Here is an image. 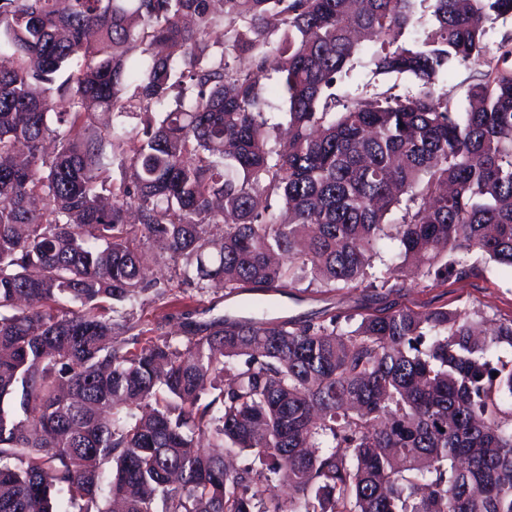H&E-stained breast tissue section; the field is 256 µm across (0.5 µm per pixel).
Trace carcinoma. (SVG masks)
Here are the masks:
<instances>
[{
    "label": "carcinoma",
    "instance_id": "obj_1",
    "mask_svg": "<svg viewBox=\"0 0 512 512\" xmlns=\"http://www.w3.org/2000/svg\"><path fill=\"white\" fill-rule=\"evenodd\" d=\"M54 2L0 0V512H512V361L485 358L512 346V319L479 337L443 307L168 313L179 336L135 353L117 310L151 289L143 238L228 296L389 295L412 265L469 279L473 251L512 267V37L487 40L512 0H431L412 44L416 0ZM358 33L379 43L377 73L419 90L337 95ZM271 52L288 119L270 142ZM474 57L487 70L455 112L436 82ZM154 107L141 133L119 121ZM224 447L264 468L228 469ZM282 469L288 498L266 495Z\"/></svg>",
    "mask_w": 512,
    "mask_h": 512
}]
</instances>
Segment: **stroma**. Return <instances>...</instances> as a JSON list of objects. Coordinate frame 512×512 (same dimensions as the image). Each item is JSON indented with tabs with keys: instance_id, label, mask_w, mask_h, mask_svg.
<instances>
[{
	"instance_id": "stroma-1",
	"label": "stroma",
	"mask_w": 512,
	"mask_h": 512,
	"mask_svg": "<svg viewBox=\"0 0 512 512\" xmlns=\"http://www.w3.org/2000/svg\"><path fill=\"white\" fill-rule=\"evenodd\" d=\"M370 54V49H363L338 86V93L355 97L373 91L389 90L405 95L417 90L418 82L411 75L374 74L368 64ZM484 68V62L477 59L462 64L451 63L447 72L440 77L436 90L446 94L457 111H467L468 90ZM143 249L150 257L146 277L156 282L158 290L164 291L165 297L156 302L141 301L129 309L130 317L139 323L143 332L142 344L148 345L157 339V324L164 314L202 310L207 317H219L235 313L240 303L254 297L250 291L234 296L225 295L224 285L218 281L210 283L203 290L183 284L174 279L170 266L161 264L163 251L158 243L151 240L144 242ZM468 260L475 265L476 274L461 282L450 280L436 285L428 283L427 279L415 277L409 280L402 292L377 298L353 289L332 292L311 289L304 292L293 288L286 293H268L267 300L273 306V316H287L300 321L321 320L349 309L359 312L366 307L391 304L444 307L453 312L467 313L474 319L482 317L492 323L512 319V267L490 262L476 251L469 254Z\"/></svg>"
}]
</instances>
